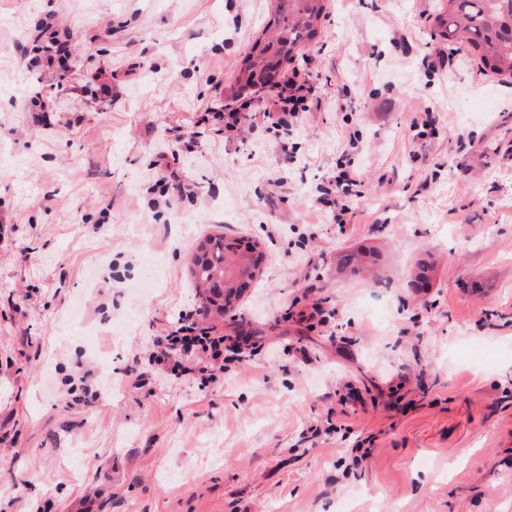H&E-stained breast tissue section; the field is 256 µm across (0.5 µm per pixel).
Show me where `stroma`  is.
<instances>
[{"mask_svg": "<svg viewBox=\"0 0 512 512\" xmlns=\"http://www.w3.org/2000/svg\"><path fill=\"white\" fill-rule=\"evenodd\" d=\"M442 6L331 0L278 140L204 119L266 97L235 77L274 0H0V75L54 104L0 97V512H512V85L439 39ZM344 165L337 224L316 187ZM209 233L266 254L221 318L189 278ZM358 246L374 272L339 267ZM185 309L246 341L215 382L152 362Z\"/></svg>", "mask_w": 512, "mask_h": 512, "instance_id": "stroma-1", "label": "stroma"}]
</instances>
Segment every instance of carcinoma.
Masks as SVG:
<instances>
[{"mask_svg":"<svg viewBox=\"0 0 512 512\" xmlns=\"http://www.w3.org/2000/svg\"><path fill=\"white\" fill-rule=\"evenodd\" d=\"M275 35L259 38L258 51L241 62L238 82L243 89L274 82L279 67L317 42L329 14L328 0H274ZM439 36L463 46L485 74L512 83V0H445L435 18ZM224 237L205 236L192 256L190 273L204 302V311L224 315V296L239 298L248 282L238 274L249 260L234 259ZM372 253L362 249L343 256L358 269L370 264Z\"/></svg>","mask_w":512,"mask_h":512,"instance_id":"cac0c4a2","label":"carcinoma"}]
</instances>
